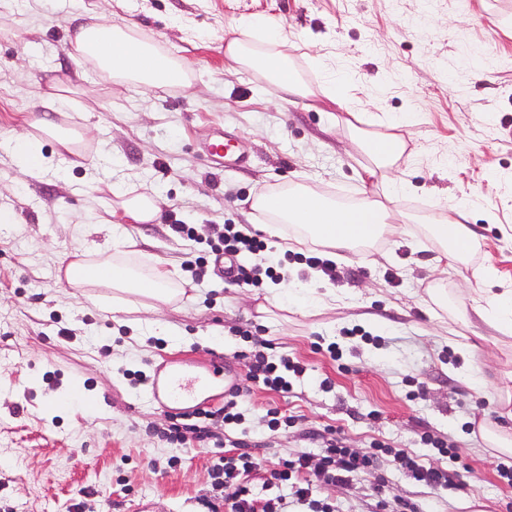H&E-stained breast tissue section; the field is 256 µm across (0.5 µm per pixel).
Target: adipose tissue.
Instances as JSON below:
<instances>
[{
    "mask_svg": "<svg viewBox=\"0 0 512 512\" xmlns=\"http://www.w3.org/2000/svg\"><path fill=\"white\" fill-rule=\"evenodd\" d=\"M286 44L278 26L261 18L248 25L243 37L226 42L224 57L232 65L256 70L288 94L308 97L311 91L288 56ZM70 45L77 64L92 65L112 79L134 82L153 91L190 83V71L183 61L137 37L132 25L125 22L112 24L90 17L76 26ZM356 143L370 159L363 170V179L369 183L387 179L405 152V141L399 135L360 137ZM252 209L281 249L307 243L349 249L370 247L386 232L390 218L389 210L371 196L344 205L302 184L260 192L252 199ZM463 216V209L452 208L429 220L430 233L450 267L460 263L471 248ZM286 224L298 228V235H285L282 227ZM64 274L75 288L106 286L160 302L171 300L177 293V272L156 266L140 274L104 251L92 260L81 256L69 261Z\"/></svg>",
    "mask_w": 512,
    "mask_h": 512,
    "instance_id": "adipose-tissue-1",
    "label": "adipose tissue"
}]
</instances>
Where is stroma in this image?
<instances>
[{
    "label": "stroma",
    "mask_w": 512,
    "mask_h": 512,
    "mask_svg": "<svg viewBox=\"0 0 512 512\" xmlns=\"http://www.w3.org/2000/svg\"><path fill=\"white\" fill-rule=\"evenodd\" d=\"M93 4L0 0V207L15 215L0 228V512H207L218 496L212 450L163 440L167 418L133 374L164 365L205 377L220 354L241 379L255 336L306 372L292 393L243 398L242 424L218 433L226 453L258 437L264 469L302 453L314 459L309 433L330 426L357 452L384 446L379 467L349 486H318L317 499L336 512H374L378 486L430 512H507L512 484L496 469L507 456L485 432L512 436V403L499 391L512 372V335L485 325L473 301L512 282V0H112L106 20L133 23L190 67L191 86L164 92L75 63L73 18ZM262 17L286 28L315 95L289 96L253 70L227 67L226 40ZM329 70L350 76L339 106L318 92ZM49 94L69 99L65 115L94 139L77 156L43 140V171L25 175L7 141L59 119ZM351 112L361 136H403L396 175L411 189L393 201L380 185L374 197L412 220L393 224L368 253L337 249L335 306H275L267 288L228 287L213 271L192 281L186 261L208 252L214 225L255 224L261 191L298 183L339 202L359 198L368 158L344 125ZM404 116L409 125L398 126ZM217 128L234 136L244 167L200 156ZM117 187L155 190L165 202L162 217L126 226L138 266L171 263L187 282L155 310L109 288L69 287L60 272L62 260L104 245L99 218L117 208ZM472 200L465 229L474 249L438 280V247L416 219ZM170 213L195 226V239L171 235ZM478 266L492 277L474 278ZM437 282L447 307L427 296ZM447 331L465 337L479 365L446 344ZM332 342L341 361L324 350ZM270 408L292 424L269 428ZM426 433L454 448L458 487H427L400 466L401 450L447 463Z\"/></svg>",
    "instance_id": "35a3bbf8"
}]
</instances>
